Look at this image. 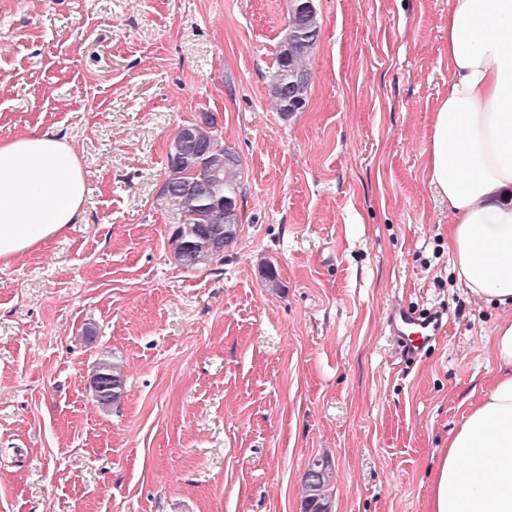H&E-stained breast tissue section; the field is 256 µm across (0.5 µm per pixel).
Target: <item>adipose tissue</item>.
Returning a JSON list of instances; mask_svg holds the SVG:
<instances>
[{
    "instance_id": "adipose-tissue-1",
    "label": "adipose tissue",
    "mask_w": 512,
    "mask_h": 512,
    "mask_svg": "<svg viewBox=\"0 0 512 512\" xmlns=\"http://www.w3.org/2000/svg\"><path fill=\"white\" fill-rule=\"evenodd\" d=\"M426 172L448 202L457 281L512 308V0H448V94L433 112ZM86 178L55 133L0 141V263L82 223ZM496 371L433 474L429 512H512V319L489 339Z\"/></svg>"
}]
</instances>
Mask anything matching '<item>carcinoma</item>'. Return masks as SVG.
Returning a JSON list of instances; mask_svg holds the SVG:
<instances>
[{
	"mask_svg": "<svg viewBox=\"0 0 512 512\" xmlns=\"http://www.w3.org/2000/svg\"><path fill=\"white\" fill-rule=\"evenodd\" d=\"M287 31H295L297 36L281 43L270 79V95L278 111L290 116L303 111L307 103L308 64L321 33L315 10H297L295 3H290ZM167 163L161 197L166 206L180 214L171 239L174 258L188 269L223 259L224 252L237 240L241 224L239 155L224 145L214 118L206 114L177 129L168 147ZM123 380L118 362L99 363L93 384L100 403L120 401ZM311 465L316 467V474H304L303 512H331L332 466L326 458H315Z\"/></svg>",
	"mask_w": 512,
	"mask_h": 512,
	"instance_id": "1",
	"label": "carcinoma"
}]
</instances>
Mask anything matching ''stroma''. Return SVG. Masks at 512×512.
I'll list each match as a JSON object with an SVG mask.
<instances>
[{
    "mask_svg": "<svg viewBox=\"0 0 512 512\" xmlns=\"http://www.w3.org/2000/svg\"><path fill=\"white\" fill-rule=\"evenodd\" d=\"M313 3L308 102L285 116L288 0H0V140L64 136L88 183L83 223L0 265V512H302L318 457L332 512H428L512 318L458 284L425 173L448 0ZM205 113L241 160L240 233L187 270L160 193ZM396 302L448 313L409 365ZM104 360L124 368L109 406ZM124 376L121 365L112 360L99 363L93 377L96 398L102 404H115L121 399Z\"/></svg>",
    "mask_w": 512,
    "mask_h": 512,
    "instance_id": "stroma-1",
    "label": "stroma"
}]
</instances>
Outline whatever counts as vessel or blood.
I'll return each mask as SVG.
<instances>
[{
  "label": "vessel or blood",
  "mask_w": 512,
  "mask_h": 512,
  "mask_svg": "<svg viewBox=\"0 0 512 512\" xmlns=\"http://www.w3.org/2000/svg\"><path fill=\"white\" fill-rule=\"evenodd\" d=\"M387 324L397 338L401 356L411 361L444 331L447 320L440 309L422 312L397 305L390 310Z\"/></svg>",
  "instance_id": "b4317fda"
}]
</instances>
